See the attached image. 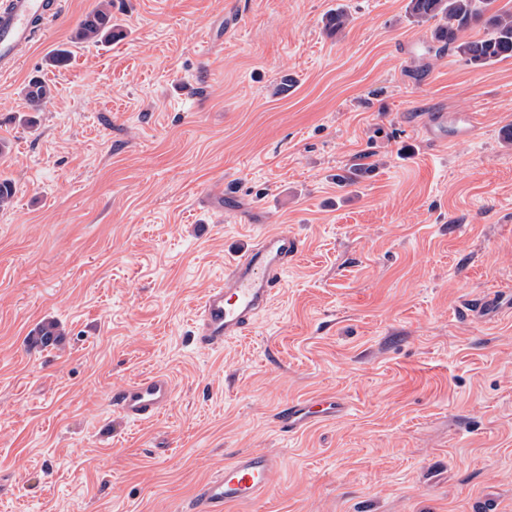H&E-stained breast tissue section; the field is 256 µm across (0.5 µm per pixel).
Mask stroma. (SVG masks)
<instances>
[{
  "mask_svg": "<svg viewBox=\"0 0 512 512\" xmlns=\"http://www.w3.org/2000/svg\"><path fill=\"white\" fill-rule=\"evenodd\" d=\"M99 2L0 74V512H179L247 450L280 473L231 512H512V58L429 54L408 0H109L119 37L73 43ZM461 113L474 134L431 141ZM280 224L284 287L200 345L196 300ZM153 371L170 408L114 415ZM174 386L164 373L154 372L124 383L112 391V411L134 423H151L173 402ZM342 409L336 399L326 402H292L281 411L279 423L288 434H294L313 421L336 416Z\"/></svg>",
  "mask_w": 512,
  "mask_h": 512,
  "instance_id": "35a3bbf8",
  "label": "stroma"
}]
</instances>
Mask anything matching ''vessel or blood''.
Listing matches in <instances>:
<instances>
[{
  "label": "vessel or blood",
  "instance_id": "1",
  "mask_svg": "<svg viewBox=\"0 0 512 512\" xmlns=\"http://www.w3.org/2000/svg\"><path fill=\"white\" fill-rule=\"evenodd\" d=\"M58 6L46 0H0V72L9 73L19 63L20 53L35 39L34 21L57 15ZM475 114L454 116L434 133L437 143L475 130ZM302 251L300 239L281 225L254 240L251 248L224 270L222 285L205 291L197 304V336L201 344L223 346L225 341L251 331L257 316L275 297L283 273ZM174 386L163 373L154 372L116 387L112 410L122 419L145 424L155 421L173 402ZM342 410L337 400L292 402L280 413L279 423L295 433L308 424L333 417ZM280 463L260 450L236 456L223 473L200 484L187 512H225L232 505L252 504L274 487Z\"/></svg>",
  "mask_w": 512,
  "mask_h": 512
}]
</instances>
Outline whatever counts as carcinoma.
Here are the masks:
<instances>
[{"label": "carcinoma", "instance_id": "cac0c4a2", "mask_svg": "<svg viewBox=\"0 0 512 512\" xmlns=\"http://www.w3.org/2000/svg\"><path fill=\"white\" fill-rule=\"evenodd\" d=\"M494 0H409L412 17L421 22L438 20L433 28L427 50L436 55L449 49L466 63L483 66L512 57V9L492 10ZM350 23L349 14L341 9L328 15L325 28L340 32ZM473 23L482 24L485 33L477 39H464L462 33ZM112 13L103 3L92 11L77 27V42H110ZM50 88L42 80L33 78L25 88V96L33 108L40 107L49 97Z\"/></svg>", "mask_w": 512, "mask_h": 512}]
</instances>
